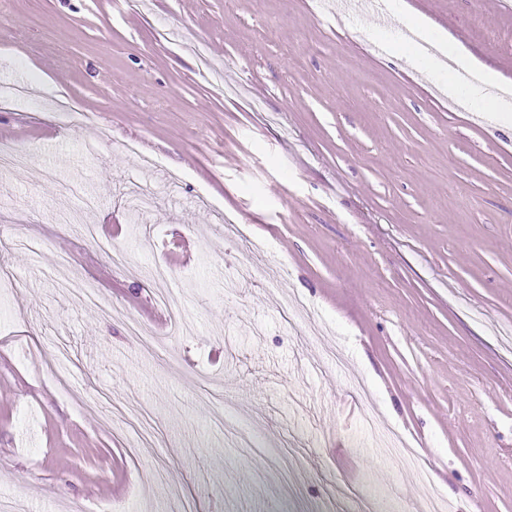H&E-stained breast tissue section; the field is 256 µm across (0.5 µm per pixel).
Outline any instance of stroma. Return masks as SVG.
<instances>
[{
	"instance_id": "1",
	"label": "stroma",
	"mask_w": 512,
	"mask_h": 512,
	"mask_svg": "<svg viewBox=\"0 0 512 512\" xmlns=\"http://www.w3.org/2000/svg\"><path fill=\"white\" fill-rule=\"evenodd\" d=\"M404 2L382 26L324 0H11L0 86L29 103L0 132L29 162L0 180V504L512 512V98L426 76L412 38L456 39L512 90V8ZM50 94L87 117L44 120ZM73 182L125 267L54 222ZM139 185L160 190L145 226ZM228 214L265 248L237 288ZM174 237L194 251L169 284L191 332L148 346L99 307L161 328L150 267ZM289 295L308 305L292 321ZM356 379L407 459L370 435Z\"/></svg>"
}]
</instances>
